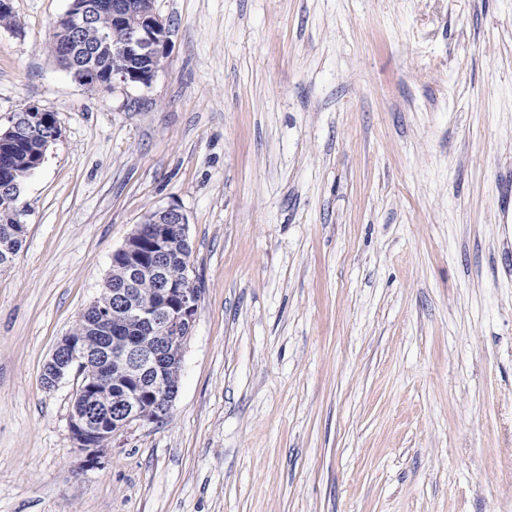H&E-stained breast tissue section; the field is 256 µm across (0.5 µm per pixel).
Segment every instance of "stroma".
Masks as SVG:
<instances>
[{
    "label": "stroma",
    "instance_id": "1",
    "mask_svg": "<svg viewBox=\"0 0 512 512\" xmlns=\"http://www.w3.org/2000/svg\"><path fill=\"white\" fill-rule=\"evenodd\" d=\"M69 4L0 28V129L61 130L0 268V512H512V0H155L127 90L50 54ZM170 205L179 392L87 468L43 367Z\"/></svg>",
    "mask_w": 512,
    "mask_h": 512
}]
</instances>
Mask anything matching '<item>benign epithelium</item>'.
Instances as JSON below:
<instances>
[{"mask_svg": "<svg viewBox=\"0 0 512 512\" xmlns=\"http://www.w3.org/2000/svg\"><path fill=\"white\" fill-rule=\"evenodd\" d=\"M100 9L112 10V17L130 25L131 36L124 50V59L112 62L110 66L98 64L97 52L86 51L79 43L71 41L64 52L70 58H81L80 69L90 71L96 85L149 87L165 64L169 21L154 6L145 7L132 0H73L60 23L73 34ZM49 122L44 109L29 104L14 115L10 125L0 132V138L11 136L22 124L27 128L29 137L39 142L40 152L44 154L56 141V136L46 130ZM146 224L151 225L148 236L144 232ZM171 224L175 225L178 240L184 245L190 244L186 215L179 208L169 206L147 214L144 224L137 225L117 249V252L126 255V278L123 287L112 289V301L122 317L140 324L139 337L130 338L125 345L112 350L105 341L99 344V350L107 354L117 369L136 382L147 379L153 385L163 375L165 357L172 349L186 342L189 333L185 329L193 326L201 294L195 279L187 273H182L174 283L164 272L162 258L171 246ZM141 281L154 285V297L148 304L140 301L137 292ZM91 357L92 350L85 340L76 336L61 337L48 360V364L53 366V376L46 383V388H54L72 372L81 374ZM106 383L107 380L102 378H91L86 383H80L74 395L80 404L73 407L69 418L73 426L72 437L80 450L85 452L84 466L88 468L98 465L104 453V449L86 444L87 433L91 429L107 422L112 427V440L116 441L135 422L158 423L168 419L177 396L174 390L143 408L140 398L151 395V390L149 386L142 385L138 394L124 400L121 414L113 418L108 398L101 392Z\"/></svg>", "mask_w": 512, "mask_h": 512, "instance_id": "7a95c632", "label": "benign epithelium"}]
</instances>
